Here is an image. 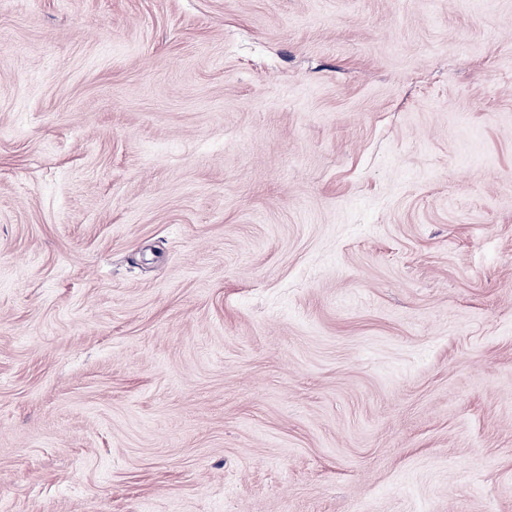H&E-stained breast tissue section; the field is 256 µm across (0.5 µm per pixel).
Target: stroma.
<instances>
[{
	"label": "stroma",
	"mask_w": 512,
	"mask_h": 512,
	"mask_svg": "<svg viewBox=\"0 0 512 512\" xmlns=\"http://www.w3.org/2000/svg\"><path fill=\"white\" fill-rule=\"evenodd\" d=\"M0 512H512V0H0Z\"/></svg>",
	"instance_id": "1"
}]
</instances>
